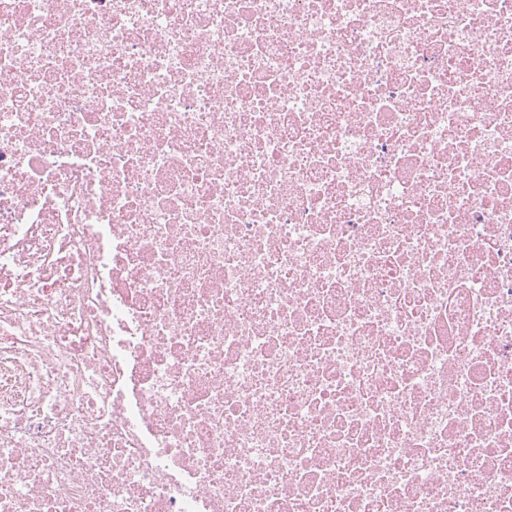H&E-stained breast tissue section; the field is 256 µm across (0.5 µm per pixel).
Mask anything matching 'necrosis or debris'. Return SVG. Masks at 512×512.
I'll use <instances>...</instances> for the list:
<instances>
[{
	"instance_id": "4bbe7bcc",
	"label": "necrosis or debris",
	"mask_w": 512,
	"mask_h": 512,
	"mask_svg": "<svg viewBox=\"0 0 512 512\" xmlns=\"http://www.w3.org/2000/svg\"><path fill=\"white\" fill-rule=\"evenodd\" d=\"M0 512H512V0H0Z\"/></svg>"
}]
</instances>
